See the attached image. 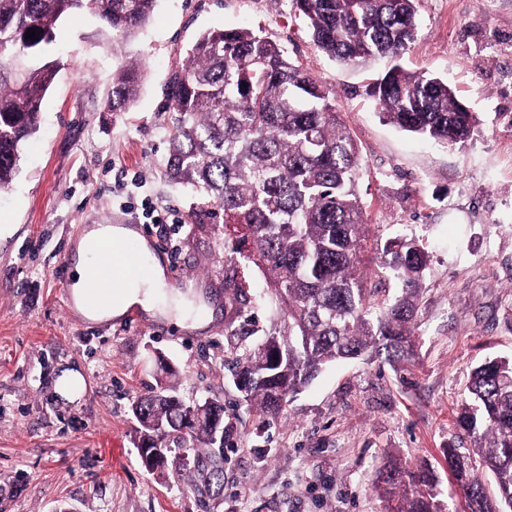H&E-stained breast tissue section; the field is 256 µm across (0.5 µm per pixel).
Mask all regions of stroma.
<instances>
[{"instance_id":"stroma-1","label":"stroma","mask_w":512,"mask_h":512,"mask_svg":"<svg viewBox=\"0 0 512 512\" xmlns=\"http://www.w3.org/2000/svg\"><path fill=\"white\" fill-rule=\"evenodd\" d=\"M418 29L402 65L445 79L480 120L464 146L400 130L380 116L369 85L389 67L372 59L343 67L313 43L291 0H158L136 39L118 47L94 17L57 27L60 63L0 191V512H386L379 471L388 462L432 466L449 512H463L444 458L473 447L456 424L471 370L512 356V0H418ZM263 31L329 89L366 162L360 192L369 206L365 288L396 295L377 246L415 238L429 263L404 361L386 355L327 364L261 423L227 363L276 320L257 295L262 272L233 252L224 213L165 176L172 126L167 86L209 30ZM144 71L137 99L107 112L118 56ZM170 211L179 227L151 224L187 276L202 278L210 323L201 332L141 318L93 324L68 313L56 270L71 259L81 225L110 224L124 209ZM234 277L252 297L225 298ZM81 368L86 391L69 403L54 391L60 372ZM185 402L223 403L224 490L199 503L173 477L148 473L135 448L130 406L158 381Z\"/></svg>"}]
</instances>
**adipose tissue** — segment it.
Here are the masks:
<instances>
[{
    "label": "adipose tissue",
    "mask_w": 512,
    "mask_h": 512,
    "mask_svg": "<svg viewBox=\"0 0 512 512\" xmlns=\"http://www.w3.org/2000/svg\"><path fill=\"white\" fill-rule=\"evenodd\" d=\"M136 307L149 317L175 322L178 326L200 330L205 326L204 320L193 317L182 295H167L162 274L130 282L120 297L107 305H79V313L86 319L100 321L122 316L129 308Z\"/></svg>",
    "instance_id": "1"
}]
</instances>
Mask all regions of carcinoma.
<instances>
[{
  "label": "carcinoma",
  "mask_w": 512,
  "mask_h": 512,
  "mask_svg": "<svg viewBox=\"0 0 512 512\" xmlns=\"http://www.w3.org/2000/svg\"><path fill=\"white\" fill-rule=\"evenodd\" d=\"M418 0H292L320 51L340 65L386 57L393 61L369 89L380 114L399 128L449 145H464L479 126L448 83L413 73L399 60L414 42ZM156 0H0V188L12 183L23 144L38 130L43 98L59 62L45 55L60 20L72 11L98 18L117 41L130 42ZM36 31V39L25 38ZM142 67L122 60L105 107L123 112L140 91ZM172 131L167 176L203 191L224 211L234 252L265 275L263 299L276 309L262 341L237 356L233 377L244 400L266 420L324 365L367 358L383 349L399 360L413 346V322L428 255L413 238L381 247L385 270L398 280L393 300L375 298L356 275L367 247V205L359 181L360 146L330 101L329 91L291 62L276 42L253 29L227 28L200 36L168 87ZM276 353L277 358L270 357ZM138 440L189 448L193 469L169 460V473L198 494L224 485V449L207 422L158 386L134 401ZM457 425L475 441L472 452L444 451L468 512L512 510V357L472 370L469 400ZM488 470L497 495H487L478 471ZM391 512H442L438 479L428 464L395 463L379 473Z\"/></svg>",
  "instance_id": "1"
}]
</instances>
